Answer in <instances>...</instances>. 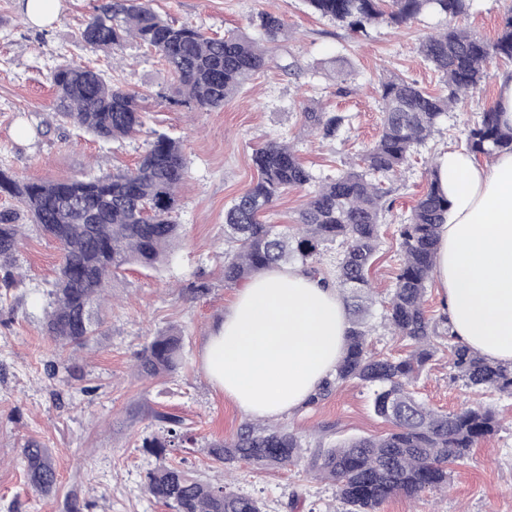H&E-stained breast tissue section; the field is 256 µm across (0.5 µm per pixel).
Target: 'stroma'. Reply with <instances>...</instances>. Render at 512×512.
<instances>
[{"label": "stroma", "instance_id": "stroma-1", "mask_svg": "<svg viewBox=\"0 0 512 512\" xmlns=\"http://www.w3.org/2000/svg\"><path fill=\"white\" fill-rule=\"evenodd\" d=\"M100 3L61 0L51 22L34 25L23 20L20 0H0V169L21 181L101 176L133 167L155 134L169 135L180 140L187 161L174 214L182 238L157 268L122 272L113 283L104 335L89 349L63 354L45 330L61 252L36 227L26 226L16 255L17 282L0 288V512H67L74 498L83 512H170L143 490L157 464L143 446L157 432L148 415L152 409L182 416L194 437L171 451L172 461L213 480L217 470L205 444L232 437L246 416L210 382L201 357L236 294L224 284V211L257 179L253 152L269 140H286L316 179L335 176L379 136L381 77L394 73L429 92L441 90L437 72L418 51L424 36L453 23L490 41L512 11V0H468L466 13L453 21L425 11L405 24L381 22L356 34L312 12L304 0H152L162 18L210 33L242 30L263 41L249 25L260 10L288 26V40L273 50L269 68L223 107L199 112L175 102V80L154 51L132 40L115 51L78 40ZM338 57L349 63L343 82L331 66ZM63 62L98 68L138 92L142 131L106 141L61 122L51 73ZM510 72L512 64L492 62L482 88L442 118L401 176L382 181L392 207L369 272L376 295L370 341L377 355L400 356L408 349L385 327L383 302L401 263L399 230L426 185L425 168L441 152L465 147L467 130L495 102L499 80ZM309 99L349 116L339 137L326 139L302 127L298 105ZM202 282L208 293L190 294L191 285ZM171 326L184 334L181 367L158 380L135 378L136 354ZM453 375L448 341L439 339L436 356L415 384L419 399L442 412L491 408L498 431L469 460L451 464L448 491L396 496L380 512H512V396L465 387ZM373 398L372 386L350 381L281 422L308 449L380 435L390 426L375 415ZM31 439L52 452L59 474L52 493L30 488L19 464L20 450ZM231 487L261 499L267 512L343 508L335 486L312 479L303 459L288 469L239 464Z\"/></svg>", "mask_w": 512, "mask_h": 512}]
</instances>
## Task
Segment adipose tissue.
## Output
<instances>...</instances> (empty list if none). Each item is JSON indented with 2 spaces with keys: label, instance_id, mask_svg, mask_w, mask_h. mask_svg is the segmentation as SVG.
Returning <instances> with one entry per match:
<instances>
[{
  "label": "adipose tissue",
  "instance_id": "obj_1",
  "mask_svg": "<svg viewBox=\"0 0 512 512\" xmlns=\"http://www.w3.org/2000/svg\"><path fill=\"white\" fill-rule=\"evenodd\" d=\"M448 211L434 280L453 332L485 357L512 364V152L492 163L450 149L436 158ZM348 317L336 289L296 267L245 282L209 336V379L245 414L273 419L301 408L333 371Z\"/></svg>",
  "mask_w": 512,
  "mask_h": 512
}]
</instances>
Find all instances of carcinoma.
<instances>
[{
	"label": "carcinoma",
	"instance_id": "cac0c4a2",
	"mask_svg": "<svg viewBox=\"0 0 512 512\" xmlns=\"http://www.w3.org/2000/svg\"><path fill=\"white\" fill-rule=\"evenodd\" d=\"M308 7L351 32H363L383 17L401 24L424 10L454 18L467 0H305ZM250 24L262 31L261 47L243 32L213 37L188 25L163 19L148 0H104L78 32L88 45L117 49L133 39L160 54L177 78L181 102L199 110L220 108L256 73L268 67L271 52L288 41L284 20L267 11L255 13ZM420 54L439 74L442 89L429 93L394 75L381 84L382 131L362 155L365 170L349 167L320 184L299 210L296 227L262 221L280 195L313 182L292 144L269 141L252 155L257 181L225 211L224 284L237 286L273 265L299 262L315 276L323 248L339 242L334 279L321 278L348 293L349 328L335 371L308 400L315 404L341 384L358 380L376 387L373 411L392 424L378 437L350 440L310 452L313 476L336 485L345 512H378L388 499L415 497L448 488V464L470 457L473 448L498 427L494 411L465 407L452 413L419 401L412 384L435 353L440 332L454 338L447 318L436 321L424 308L432 280L438 230L448 209L437 169L430 166L427 187L400 227L402 262L388 305L386 321L397 336L411 342L401 358L377 357L368 350L371 327L366 321L372 298L367 273L379 246V225L389 210L386 192L367 173L393 175L411 152L438 129L439 122L464 97L483 83L494 58L512 61V15L496 39L485 40L469 30L448 27L426 36ZM57 115L86 133L104 140L132 136L144 120L138 93L112 77L75 63L59 66L51 76ZM304 127L335 138L349 116L301 106ZM469 152L490 158L512 151V127L502 124L496 106L485 110L466 139ZM186 174L179 142L158 134L138 165L92 179L21 182L0 170V192L18 199L22 211H0V288L15 284V254L28 218L61 250L46 332L61 349L86 348L104 324L102 304L112 279L129 265L156 267L178 239L173 220L177 189ZM182 331L176 327L153 337L135 357L138 377L154 379L176 371L182 360ZM455 378L469 387L512 394V365L491 361L456 342L451 346ZM161 436L143 443L158 457L147 473L145 492L173 512H263L262 502L230 490L224 483L202 481L182 464L165 461L166 448L187 435L184 419L170 413L154 415ZM205 454L228 471L240 463L260 468L287 467L302 453V439L281 424L243 422L232 438L212 441ZM31 487L49 493L58 473L49 449L34 441L20 450Z\"/></svg>",
	"mask_w": 512,
	"mask_h": 512
}]
</instances>
